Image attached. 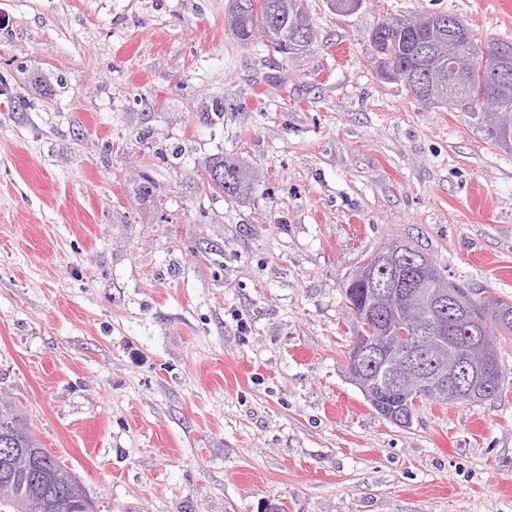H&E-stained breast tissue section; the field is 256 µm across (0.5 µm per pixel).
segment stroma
<instances>
[{
    "mask_svg": "<svg viewBox=\"0 0 512 512\" xmlns=\"http://www.w3.org/2000/svg\"><path fill=\"white\" fill-rule=\"evenodd\" d=\"M309 2L285 65L229 0H0V393L100 512H512V384L385 420L342 291L405 239L512 300V152L370 47L431 13L510 41L512 0ZM433 79V74L429 70L424 71H414L413 78L408 83V85H405L407 87V90L411 93L412 98L415 100V102L424 107V108H440V109H447L448 108V102L445 104H438L429 106L424 103V99L422 98V93L419 91L421 89V86H427L430 84V81ZM208 175L212 187L228 196L242 195L250 188L246 171L239 164L224 161V158L212 162Z\"/></svg>",
    "mask_w": 512,
    "mask_h": 512,
    "instance_id": "stroma-1",
    "label": "stroma"
}]
</instances>
